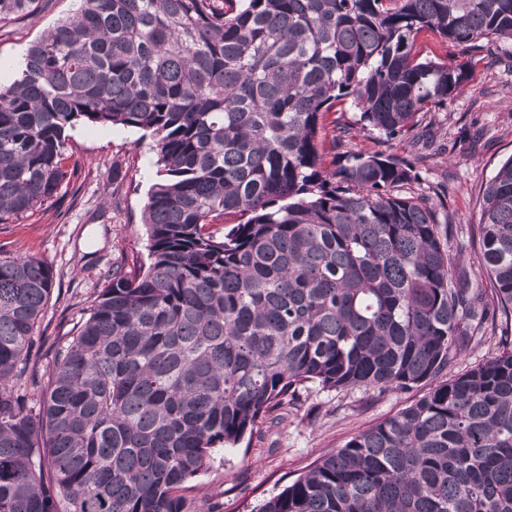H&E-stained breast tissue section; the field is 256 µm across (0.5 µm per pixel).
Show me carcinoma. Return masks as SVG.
Here are the masks:
<instances>
[{
    "label": "carcinoma",
    "instance_id": "cac0c4a2",
    "mask_svg": "<svg viewBox=\"0 0 512 512\" xmlns=\"http://www.w3.org/2000/svg\"><path fill=\"white\" fill-rule=\"evenodd\" d=\"M77 2L0 85V223L68 192L76 124L134 128L157 156L149 264L113 266L43 365L53 266L0 258V512H204L187 484L310 384L429 391L259 512H512V158L484 189L485 288L410 163L323 159L345 103L427 148L419 116L512 39V0ZM36 4L0 0V23ZM423 33L466 57L421 56ZM495 341L487 340L481 344L469 347L459 360L457 366L453 369L451 374L463 373L482 362L483 359L495 354L497 352Z\"/></svg>",
    "mask_w": 512,
    "mask_h": 512
}]
</instances>
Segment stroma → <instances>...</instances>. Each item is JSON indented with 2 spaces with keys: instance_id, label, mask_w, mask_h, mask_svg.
<instances>
[{
  "instance_id": "35a3bbf8",
  "label": "stroma",
  "mask_w": 512,
  "mask_h": 512,
  "mask_svg": "<svg viewBox=\"0 0 512 512\" xmlns=\"http://www.w3.org/2000/svg\"><path fill=\"white\" fill-rule=\"evenodd\" d=\"M76 8V0H40L36 12L0 27L1 85L17 78L29 45ZM507 51H512L508 41L483 52L472 80L447 109L427 115L424 124L434 136L438 155L417 158L408 143L386 140L361 125L354 110L339 109L325 117L326 123L350 126L349 150L392 154L417 163L422 179L412 187L415 194L445 190L444 212L458 227L449 248L461 256L475 282L484 281L486 274L479 248L470 244V226L477 221L485 184L512 157V70L499 62ZM70 155L76 172L67 195L32 215L0 224V258L37 256L56 272L35 338L45 362L86 319L85 301L105 288L104 273L112 263L148 260L142 209L157 180L150 141L136 129L82 122L71 132ZM425 392L422 386L385 393L309 387L285 422L258 424L236 447L221 450L211 467L191 482L187 494L204 502L207 512H257L316 459Z\"/></svg>"
}]
</instances>
